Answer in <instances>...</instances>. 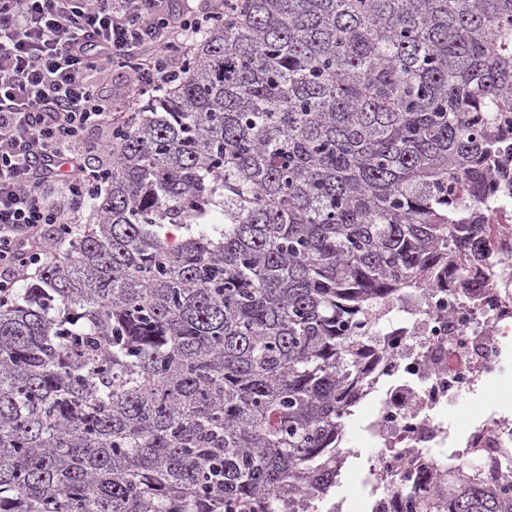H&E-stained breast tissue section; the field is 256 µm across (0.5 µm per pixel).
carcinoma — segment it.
Here are the masks:
<instances>
[{"label":"carcinoma","instance_id":"carcinoma-1","mask_svg":"<svg viewBox=\"0 0 512 512\" xmlns=\"http://www.w3.org/2000/svg\"><path fill=\"white\" fill-rule=\"evenodd\" d=\"M112 133L93 223L0 304V512L340 485L349 324L485 247L512 0H232ZM410 512H512L460 464Z\"/></svg>","mask_w":512,"mask_h":512}]
</instances>
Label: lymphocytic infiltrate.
Listing matches in <instances>:
<instances>
[{"mask_svg":"<svg viewBox=\"0 0 512 512\" xmlns=\"http://www.w3.org/2000/svg\"><path fill=\"white\" fill-rule=\"evenodd\" d=\"M223 12L224 0L206 15L192 0H0L1 301L64 252L112 164L113 129L178 77L177 48ZM125 56L127 89L103 101L96 78ZM93 127L101 137L86 142Z\"/></svg>","mask_w":512,"mask_h":512,"instance_id":"lymphocytic-infiltrate-1","label":"lymphocytic infiltrate"}]
</instances>
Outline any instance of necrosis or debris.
Returning a JSON list of instances; mask_svg holds the SVG:
<instances>
[{
  "label": "necrosis or debris",
  "instance_id": "4bbe7bcc",
  "mask_svg": "<svg viewBox=\"0 0 512 512\" xmlns=\"http://www.w3.org/2000/svg\"><path fill=\"white\" fill-rule=\"evenodd\" d=\"M476 216L491 226L492 273L466 290L427 280L407 301L353 326L370 353L359 395L371 411L358 429L371 455L345 447V458H365L364 512H391L397 488L423 496L419 474L442 479L452 464L477 465L491 484L512 485L496 459L512 458V395L495 387L512 379V162L489 180ZM473 406L466 421L452 410Z\"/></svg>",
  "mask_w": 512,
  "mask_h": 512
}]
</instances>
